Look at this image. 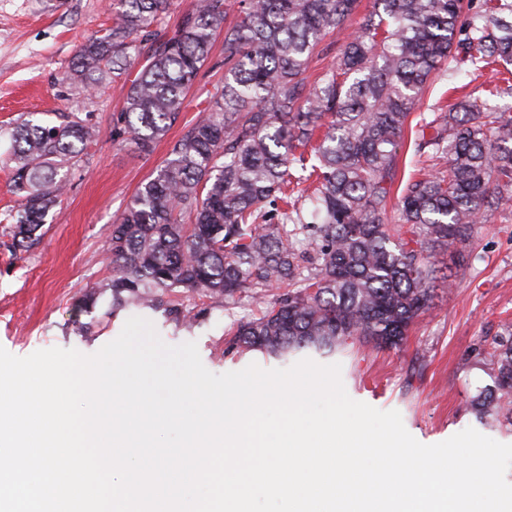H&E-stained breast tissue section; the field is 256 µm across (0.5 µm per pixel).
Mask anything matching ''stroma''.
<instances>
[{"mask_svg": "<svg viewBox=\"0 0 512 512\" xmlns=\"http://www.w3.org/2000/svg\"><path fill=\"white\" fill-rule=\"evenodd\" d=\"M112 26L109 0H0V127L23 115L49 121L76 112L101 129L80 167L69 175L70 190L52 209L40 244L13 248L6 216L18 201L10 187L8 139H0V347L25 357L59 347L91 355L119 336L133 316L151 321L169 345L196 343L203 365L223 374L257 364L277 368L258 352L229 350L230 329L270 305L273 293L183 299L188 319L173 321L165 307L113 308L99 285L110 274L104 259L113 223L169 155L196 119L207 89L224 80V41L212 53L187 95L188 106L166 135L140 152L114 144L112 116L123 108L120 84L86 93L64 80L78 46ZM503 63L479 72L435 76L426 84L399 149V184L419 176L416 137L423 114L447 108L468 95L484 99L499 83ZM466 262L452 287L437 285L432 303L398 350L351 345L336 356L347 394L379 410L399 411L406 430L420 443L443 442L474 428L512 444V427L479 417L472 399L492 382L491 352L512 322V201L478 225L464 245Z\"/></svg>", "mask_w": 512, "mask_h": 512, "instance_id": "obj_1", "label": "stroma"}]
</instances>
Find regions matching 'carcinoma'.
<instances>
[{
    "label": "carcinoma",
    "instance_id": "obj_1",
    "mask_svg": "<svg viewBox=\"0 0 512 512\" xmlns=\"http://www.w3.org/2000/svg\"><path fill=\"white\" fill-rule=\"evenodd\" d=\"M358 3L195 0L168 35L158 26L171 0H112V28L78 48L66 80L85 91L123 83L110 137L136 150L177 122L224 28L223 84L112 225L111 274L100 287L113 308L281 288L259 317L236 325L231 348L287 361L331 356L350 341L404 345L442 274L436 249L463 263L458 246L512 200V109L464 98L422 118L416 147L431 173L402 191L404 237L386 224L400 142L433 73L512 61V21L503 17L512 0H374L336 62L309 84V59L327 34L346 29ZM232 11L236 21L224 24ZM57 119L0 128L13 143L20 250L41 242L67 172L100 134L74 112ZM311 179L309 221L288 189ZM511 405L512 329L498 343L493 385L475 400L480 414L508 425Z\"/></svg>",
    "mask_w": 512,
    "mask_h": 512
}]
</instances>
